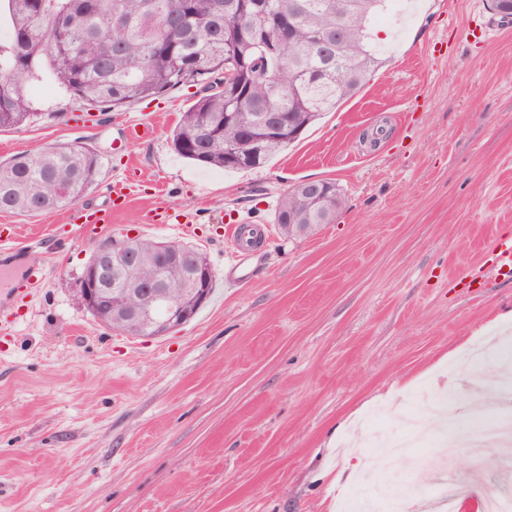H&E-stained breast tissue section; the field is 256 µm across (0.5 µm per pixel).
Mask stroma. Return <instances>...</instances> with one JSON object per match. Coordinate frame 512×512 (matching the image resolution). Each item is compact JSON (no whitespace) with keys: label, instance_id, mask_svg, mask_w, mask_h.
Segmentation results:
<instances>
[{"label":"stroma","instance_id":"1","mask_svg":"<svg viewBox=\"0 0 512 512\" xmlns=\"http://www.w3.org/2000/svg\"><path fill=\"white\" fill-rule=\"evenodd\" d=\"M369 81L302 138L248 171L194 164L171 132L199 96L188 83L99 111L49 78L27 93L35 121L0 131V158L68 142L101 158L82 206L126 185L101 238L183 243L214 273L209 301L162 336L100 325L80 302L94 247L67 210L0 212L18 262L44 285L0 343V512H336L389 456L355 434L384 415L401 431L420 393L454 389L464 410L399 468L402 512L471 489L512 494V451L467 448L497 391L462 378L474 340L512 337V21L490 0H386ZM144 120L152 138L118 149ZM329 179L344 203L314 235L285 238L282 194ZM180 207L181 224L157 213ZM262 242L233 253L236 224ZM356 480L334 485L348 456Z\"/></svg>","mask_w":512,"mask_h":512}]
</instances>
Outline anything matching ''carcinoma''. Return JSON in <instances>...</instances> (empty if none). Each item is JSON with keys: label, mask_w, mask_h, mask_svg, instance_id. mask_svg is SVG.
Returning <instances> with one entry per match:
<instances>
[{"label": "carcinoma", "mask_w": 512, "mask_h": 512, "mask_svg": "<svg viewBox=\"0 0 512 512\" xmlns=\"http://www.w3.org/2000/svg\"><path fill=\"white\" fill-rule=\"evenodd\" d=\"M103 0H7L12 39L0 45V130L27 123L31 111L26 83L43 75L67 94L95 108L116 109L161 95L188 82L204 92L181 114L172 145L182 158L225 171L263 166L291 144L266 142L255 164L230 153L246 152L259 128L244 127L225 114L276 112L303 133L325 112L355 95L379 65L368 48V23L382 0H357L359 7L336 12L343 0H122L121 13L101 15ZM257 27L250 36L241 31ZM280 36V58L265 55L264 36ZM341 50L342 68L323 54ZM232 66L236 83L220 73ZM208 112L213 126H199ZM100 157L77 143L56 144L0 162V211L38 213L57 207V198L81 197L99 174ZM318 198L284 193L277 224H321L328 208L342 203L329 180L314 181Z\"/></svg>", "instance_id": "carcinoma-1"}]
</instances>
